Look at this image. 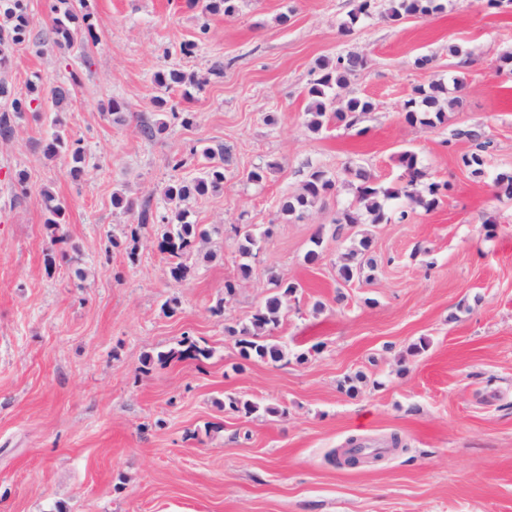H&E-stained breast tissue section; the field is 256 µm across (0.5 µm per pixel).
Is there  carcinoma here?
I'll use <instances>...</instances> for the list:
<instances>
[{"mask_svg": "<svg viewBox=\"0 0 512 512\" xmlns=\"http://www.w3.org/2000/svg\"><path fill=\"white\" fill-rule=\"evenodd\" d=\"M443 9L442 0H389L386 18L397 22L407 17L437 13ZM52 11L58 14L51 29L52 43L62 59L68 58L77 43L75 31L70 28V23L76 19H82L84 33L92 39L95 38L94 26L90 22L89 15H78L73 0H57V4L52 6ZM0 19L3 20L0 24V66L3 68L6 67L15 46L25 43L32 37L37 43L47 39V35L43 33L32 35L28 0H0ZM366 65L365 57L350 59L345 55H339L336 60L319 66L316 77L310 82L307 91L308 125L312 130H321L333 119L352 126L359 115L371 110L372 104L366 99L339 96V90L346 86L348 76L364 69ZM155 79L158 84L167 87L191 82L190 78L176 69L161 72L155 76ZM78 84V75L73 72L70 83H60L50 88V101L55 111H61L64 105L72 100ZM446 94L447 89L437 81L426 87L422 85L416 87L413 97L406 104L405 121L411 125L419 124L427 128H434L443 123L446 117L445 103L448 102ZM0 99L8 104L6 109L0 111V139L8 140L13 135L12 117L24 112L39 111L44 96L35 86L29 88L25 94H17L6 81L1 80ZM453 136L464 138L472 144L473 149L462 155L461 161L471 174H482L485 165L484 152L490 145L483 129L479 126L458 129ZM44 151L51 157L62 153L70 156L72 162L70 174L73 177L80 178L87 174L84 149L80 143L75 142L69 145L56 131L45 144ZM204 157L206 163L196 177L189 181H173L164 187V197L173 204V208L166 215H154L147 200L138 204L116 196L112 201L117 208L127 212L137 211V224H129L123 230L125 238L134 244L137 243L139 230L144 225L159 223L163 226L160 248L169 255V272L177 282L185 280L190 273V268L183 262L184 255L191 251L197 239L207 236V232L200 229L199 225L185 221L186 210L182 205L192 197L215 194L224 189L228 158L223 155L218 157L209 152L204 153ZM398 162L403 170L402 181L392 187L380 185L360 167H344L342 176L354 189L355 204L338 212L334 220L336 231L339 232L346 226L355 228L365 218L372 224L390 222L392 216L385 211L384 201L391 198L402 197L409 206L420 204L428 209L439 204L442 189L440 184H430L424 194L418 190L424 173L419 167L417 155L411 151H404L398 156ZM336 184L337 179L325 171L319 168L313 169L306 177L302 192L281 200L280 211L300 217L334 194ZM43 204L47 214L45 224L51 230V243L56 245L63 241V238L57 235V231L63 224L65 210L55 195L48 190L43 191ZM238 236L240 255L244 258L253 257L259 250L257 234L246 224L239 229ZM359 244L360 248L348 253L340 267V277L345 283L366 279L368 278L366 272L373 269V259L366 254L368 240L363 237ZM270 281L272 288L262 305L252 315L249 323L243 326L226 325L224 331L230 336L238 337L237 345L242 357L277 363L288 358V347L270 340V337L279 327L288 302L295 296L300 285L293 281L282 280L274 274L270 276ZM209 357L210 350L207 346L186 336L177 343L176 347L158 354L157 358L150 356L145 358L143 368L146 371L149 370L155 361L161 364L182 360L201 363ZM228 407L245 415H252L261 410L267 414L277 413L273 407L262 409L255 402L237 397L228 398Z\"/></svg>", "mask_w": 512, "mask_h": 512, "instance_id": "cac0c4a2", "label": "carcinoma"}]
</instances>
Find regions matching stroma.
I'll return each instance as SVG.
<instances>
[{
	"instance_id": "stroma-1",
	"label": "stroma",
	"mask_w": 512,
	"mask_h": 512,
	"mask_svg": "<svg viewBox=\"0 0 512 512\" xmlns=\"http://www.w3.org/2000/svg\"><path fill=\"white\" fill-rule=\"evenodd\" d=\"M358 3L239 0L227 17L188 0H84L97 33L83 45L91 68L75 55L62 62L49 42L14 49L0 78L16 90L78 74L60 117L91 171L73 179L45 154L52 112L23 113L0 140V512H512V199L493 186L512 171V9L444 0L441 13L394 23L376 0L343 30ZM348 53L368 64L344 92L373 109L355 126L312 131L316 65ZM172 68L194 84L155 83ZM455 78L461 103L443 124L405 121L414 87ZM161 122L162 134H141ZM474 124L493 142L479 176L461 164L470 143L452 136ZM207 148L232 162L222 192L187 204L209 236L177 282L160 225L141 228L135 253L113 247L137 218L112 199L169 212L164 187L195 177ZM405 150L424 183L448 189L433 210L367 225L376 267L344 283L352 235L333 220L349 188L300 220L279 203L301 192L311 165L332 176L359 166L395 185ZM258 165L266 177L254 184ZM46 190L65 206L62 244L45 228ZM240 224L266 232L246 275ZM317 234L322 258L310 264ZM273 273L302 286L274 333L288 358L246 360L224 328L250 320ZM186 336L211 358L142 372L145 356ZM422 339L426 350L410 354ZM359 372L367 382L348 395L341 385ZM228 395L277 413L233 412ZM394 434L404 450L376 465L328 458L350 437Z\"/></svg>"
}]
</instances>
